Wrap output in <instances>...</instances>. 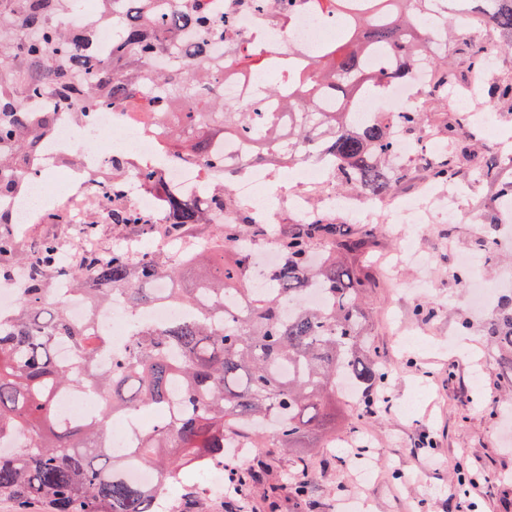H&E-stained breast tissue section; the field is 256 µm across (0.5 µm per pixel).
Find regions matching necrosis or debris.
I'll return each mask as SVG.
<instances>
[{"label": "necrosis or debris", "instance_id": "1", "mask_svg": "<svg viewBox=\"0 0 512 512\" xmlns=\"http://www.w3.org/2000/svg\"><path fill=\"white\" fill-rule=\"evenodd\" d=\"M336 21L325 20L319 13L300 7L294 12L287 26L268 24L262 14L240 12L235 25L226 32L222 43L216 44V53H223L227 42L248 39L254 41L261 54L282 50L291 58L302 59L311 55L314 47L336 32ZM428 77L426 69H417L411 79L390 82L384 99H369L359 106L363 112H400L417 101L420 87ZM91 132L98 148L81 154L78 166H70L67 157L83 132ZM168 138L162 125L138 122L132 109L124 104H113L78 120L70 113H59L50 135L43 142L33 170L25 175L24 195L9 198L6 209L19 215L22 223L32 218H43L58 212L65 223L82 224L86 221L87 208L101 188L112 180V161L120 157L125 161V203L142 214L149 223L160 224L165 220L167 195L194 194L198 187L211 178L213 171L203 161L171 157ZM215 153L235 163L241 169L234 192L255 217L266 223H278L282 212H290L294 222L308 220L317 211L342 210L366 220L374 209L368 198L355 193L337 194L332 184L323 177L328 164L322 158H301L290 161L297 171L299 184L292 192L280 195L277 204H269L260 194L262 185L270 181L273 169L250 161L237 139L215 142ZM152 161L158 188L143 185L138 173L145 161ZM52 292L61 300L68 317L85 330L84 348L96 358L99 371H109L112 355L125 348L127 337L134 326L161 325L176 317L191 316L192 311L169 299H161L141 312L130 311L122 296L101 307L91 308L85 296L76 294L68 280L53 282Z\"/></svg>", "mask_w": 512, "mask_h": 512}]
</instances>
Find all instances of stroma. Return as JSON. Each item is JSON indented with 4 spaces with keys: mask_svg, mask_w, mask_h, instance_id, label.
Wrapping results in <instances>:
<instances>
[{
    "mask_svg": "<svg viewBox=\"0 0 512 512\" xmlns=\"http://www.w3.org/2000/svg\"><path fill=\"white\" fill-rule=\"evenodd\" d=\"M463 145L472 160L497 153L499 176L511 181L512 106H497L480 136ZM452 196L461 211L457 221L442 219L438 202L428 200L423 223L384 226L370 248L371 260H378L410 234L429 259L423 269L401 264L390 277L373 272L370 332L380 361L392 373L388 409L367 417L354 435L350 410L337 403L334 446L306 450L303 469L296 455L270 448L238 454L244 466L261 468L270 483L305 476L309 512H339L358 497L366 500L368 512H448L452 500L463 512H512V433L503 427L512 418V399L497 377L496 356L482 345L496 309L474 310L459 278L460 255L474 249L488 225L512 226V212L505 210L495 182L479 179L470 162L463 163ZM476 275L486 287L512 289V235L502 238ZM399 328L421 332L431 350L403 348L395 334ZM408 405L413 415L405 414ZM355 448L364 449L377 472L365 486L354 478ZM461 467L481 474L483 492L464 495L456 480ZM163 496L172 507L191 500L193 512H229L234 503L243 512H264L259 489L238 496L229 484L210 490L200 473L167 485Z\"/></svg>",
    "mask_w": 512,
    "mask_h": 512,
    "instance_id": "1",
    "label": "stroma"
}]
</instances>
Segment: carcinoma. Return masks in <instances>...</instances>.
<instances>
[{
	"label": "carcinoma",
	"mask_w": 512,
	"mask_h": 512,
	"mask_svg": "<svg viewBox=\"0 0 512 512\" xmlns=\"http://www.w3.org/2000/svg\"><path fill=\"white\" fill-rule=\"evenodd\" d=\"M101 12L84 19L72 33L58 24L62 14L77 12L80 0H0V197L20 193V170L30 166L41 138L51 132L59 109L74 108L85 118L111 104L129 102L143 121L158 119L170 133L173 153L200 158L222 172L203 184L200 197L171 196L163 233L171 240L188 227L205 224L215 242L211 255L224 253L252 236L270 235L281 262L269 273L266 291L245 288L247 254L233 264L213 263L206 277L186 286L184 264L174 265L154 249L80 252L67 263L62 248L47 236L23 252L9 234L0 233V278L20 268L24 294L13 316L0 319V443L21 440L25 447L8 453L0 447V498L43 512H157L163 488L181 480L185 470L224 465L228 434L256 427L269 447L292 449L316 439L329 420L327 407L339 384L349 378L362 392L349 410L360 418L364 392L383 387L388 372L378 360L367 332L368 299L374 278L368 264L376 224L352 231L326 217L293 224L278 234L270 224L250 227L214 218L239 210L233 195L237 167L211 152L228 136L246 142L261 162L294 158L311 143H325L326 158L337 180L372 200L394 191L403 177L395 160L397 135L431 127L423 103L405 112L355 115L368 89L388 82L419 64L434 39L452 35L442 13L458 0H310L321 15L344 12L349 26L336 41L320 45L299 69L286 61L263 59L241 40L214 59L208 42L224 37L232 21L201 7L200 0H175L174 9L156 18L151 0H101ZM497 32L512 34V0H463ZM244 9L268 13L275 25L289 21L292 0H249ZM115 27L113 52L94 46L97 28ZM198 31L202 39L185 47L179 36ZM496 46L483 45L470 55L474 90L489 109L512 103V81L483 80ZM171 59L163 69L152 62ZM257 68L276 74L262 82L254 100L224 101L221 80H248ZM457 86L453 70L431 61L424 98H450ZM471 122L456 115L437 158L426 159L431 178L453 185L460 155L457 143ZM112 185L101 192L90 223L106 212L107 223L137 227L141 216L123 203L126 187L118 179L121 162L112 161ZM64 274L75 291L90 293L95 305L120 294L134 311L152 305L153 283L172 281V299L200 305V314L138 330L128 351L112 358L106 374L81 345L83 327L70 322L63 304L51 297L47 281ZM321 293L328 306L308 303ZM288 300L295 312L283 314ZM72 343L69 364L59 363L56 344ZM487 346L503 364L499 377L512 387V295L497 304L486 329ZM179 388L178 411L137 435L129 455L112 451L110 414L172 405ZM60 392L97 399L93 416L66 423L55 410ZM137 464L155 471L157 483L139 485L125 477ZM233 485L246 491L251 473L229 466Z\"/></svg>",
	"instance_id": "carcinoma-1"
}]
</instances>
